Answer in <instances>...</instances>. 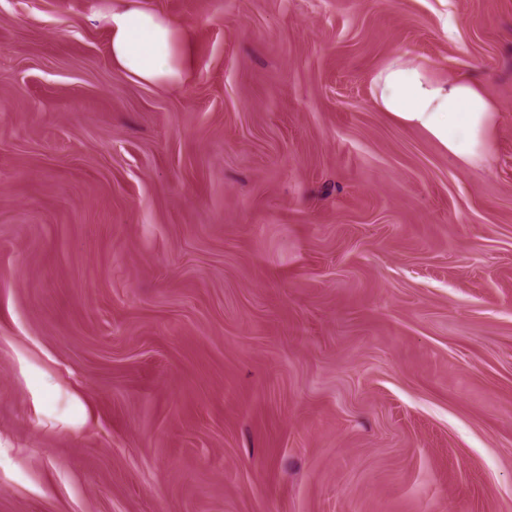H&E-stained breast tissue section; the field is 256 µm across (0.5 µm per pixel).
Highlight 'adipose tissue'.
<instances>
[{
	"label": "adipose tissue",
	"instance_id": "1",
	"mask_svg": "<svg viewBox=\"0 0 512 512\" xmlns=\"http://www.w3.org/2000/svg\"><path fill=\"white\" fill-rule=\"evenodd\" d=\"M113 62L149 84L182 80L185 45L176 23L143 9L138 0H114L105 15ZM375 103L400 123L434 139L462 167L486 165L497 106L484 86L459 75L431 76L418 64L393 58L372 78Z\"/></svg>",
	"mask_w": 512,
	"mask_h": 512
}]
</instances>
